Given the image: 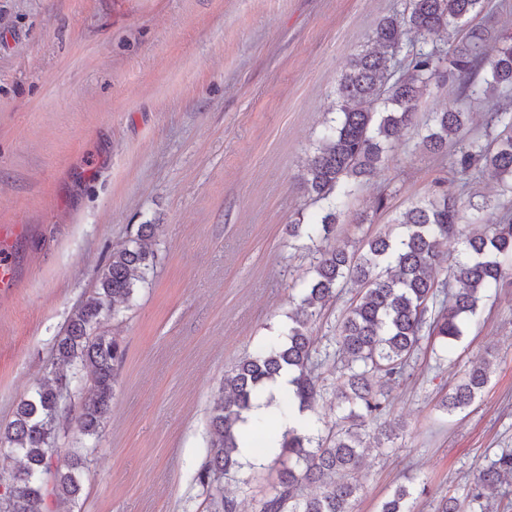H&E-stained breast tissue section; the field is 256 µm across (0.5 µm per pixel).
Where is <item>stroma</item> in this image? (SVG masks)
I'll return each instance as SVG.
<instances>
[{
	"label": "stroma",
	"instance_id": "obj_1",
	"mask_svg": "<svg viewBox=\"0 0 512 512\" xmlns=\"http://www.w3.org/2000/svg\"><path fill=\"white\" fill-rule=\"evenodd\" d=\"M404 0H0V234L15 272L0 290V426L44 378L55 340L91 293L113 246L156 225L155 266L102 331L126 350L75 505L58 512H211L207 459L224 372L287 321L313 260L290 224L311 218L301 175L336 109V86L368 35ZM491 104L456 84L425 95L417 125L340 208L335 248L386 232L447 176L420 145L431 114ZM384 206H377V198ZM352 290L312 334L326 359L317 405L334 420L335 343ZM453 349L415 351L369 448L354 512H379L405 478L412 512L462 496L476 469L512 449V285ZM491 380L465 412L441 398L472 363ZM276 477L273 457L226 479L239 512Z\"/></svg>",
	"mask_w": 512,
	"mask_h": 512
}]
</instances>
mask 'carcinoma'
I'll return each instance as SVG.
<instances>
[{"instance_id":"carcinoma-1","label":"carcinoma","mask_w":512,"mask_h":512,"mask_svg":"<svg viewBox=\"0 0 512 512\" xmlns=\"http://www.w3.org/2000/svg\"><path fill=\"white\" fill-rule=\"evenodd\" d=\"M485 7L486 0H406L402 12L379 23L368 37L371 47L354 55L341 75L336 117L302 175L319 209L317 218L289 225L291 235L313 243L329 238L341 199L384 165L414 125L418 102L431 87L454 82L475 99L512 94V27L469 23ZM470 120L471 113L462 110L431 114L421 145L440 154L448 152V141H456L449 162L453 180L438 179V190L397 217L396 227L353 250L319 247L309 274L293 285L285 338L224 371L222 394L211 410L210 455L199 474L201 483L214 489L213 512H237L236 500L224 495L223 481L240 467L239 426L253 401L284 372L291 379L281 395L280 417L295 406L312 415L306 428L288 426L278 439L270 431L255 434L264 448L277 444L280 462L277 482L258 499L256 512H352L362 488L358 475L367 441L382 446L397 436L389 424L374 435L366 426L386 412L415 349L425 338L448 347L459 340L467 325L480 321L483 301L512 275V212L488 198L475 203L468 192L469 183L487 173L512 193V113L489 114V123L502 127L490 140L469 135ZM155 231L154 224H140L112 248L95 289L57 341L52 377L21 400L15 419L0 427V451L20 460L17 468L0 472V512H52L55 505L78 499L80 475L94 449L60 447L62 424H74L84 438L99 437L125 348L98 326L101 317L116 313L117 301L133 299L154 269ZM451 237L460 248L449 276L440 281L436 273ZM349 284L357 292L339 324L345 381L336 400L342 415L330 425L315 413L322 389L311 326ZM490 368L485 358L468 369L442 409L452 415L469 408L487 386ZM86 372L89 392L74 413L75 382ZM505 483H512V450L478 470L468 489L470 501ZM309 485L318 492L304 493ZM412 491L410 484L397 486L380 512H411Z\"/></svg>"}]
</instances>
